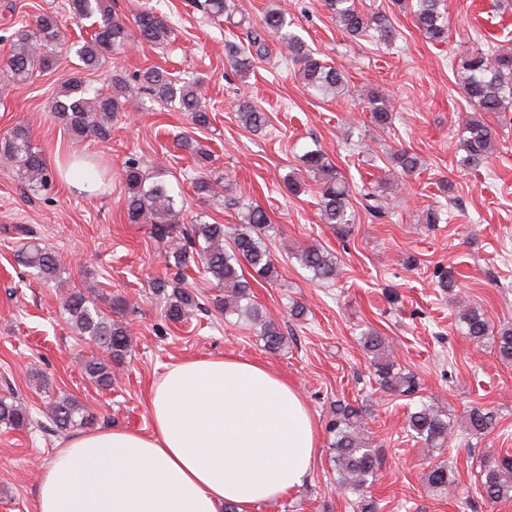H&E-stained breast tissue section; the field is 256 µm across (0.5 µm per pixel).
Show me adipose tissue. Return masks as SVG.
I'll use <instances>...</instances> for the list:
<instances>
[{
  "label": "adipose tissue",
  "mask_w": 512,
  "mask_h": 512,
  "mask_svg": "<svg viewBox=\"0 0 512 512\" xmlns=\"http://www.w3.org/2000/svg\"><path fill=\"white\" fill-rule=\"evenodd\" d=\"M149 412L150 433L97 427L61 443L36 512H249L301 486L319 448L300 392L241 357L171 365Z\"/></svg>",
  "instance_id": "obj_1"
}]
</instances>
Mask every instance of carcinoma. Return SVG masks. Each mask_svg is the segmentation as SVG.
Returning <instances> with one entry per match:
<instances>
[{"label":"carcinoma","mask_w":512,"mask_h":512,"mask_svg":"<svg viewBox=\"0 0 512 512\" xmlns=\"http://www.w3.org/2000/svg\"><path fill=\"white\" fill-rule=\"evenodd\" d=\"M336 25L347 37L357 40L371 36L388 43L395 29L384 12L365 13L353 0H324ZM204 14L219 19L230 12V0H193ZM68 12L75 23L90 22V37L66 44L57 15L42 13L32 21L21 23L15 32L8 56L0 63V89L26 83L34 73L43 72L58 64L62 56L73 54L85 69H97L116 52L137 38L154 46L171 42L173 27L149 3H144L133 21L116 12L112 0H67ZM414 24L425 39L442 43L448 39V23L441 11V0H415L412 5ZM287 12L278 4L268 9L257 26L248 32V49L230 43L227 61L239 76L249 74L253 56L268 54L269 39H276L285 49V59L299 65V73L306 87L322 96H334L344 91L347 77L341 70L326 64L296 34L288 30ZM461 85L474 112L465 123L461 150L464 156L459 164L476 168L494 151L496 131L488 125L483 114L504 112L512 104V55L499 53L493 47L466 55L460 61ZM112 91L93 90L74 77L64 85L54 105V117L80 141L91 136H104L112 129V121L127 106L142 95H150L158 103L178 104L191 124L205 128L211 124L205 104L202 84L197 79H176L161 68L151 67L134 81L116 73L111 79ZM367 108L374 124L382 130L392 126L393 108L389 98L379 90L366 97ZM242 125L253 131H263L269 119L265 112L248 101L237 107ZM179 146L203 168L211 159L209 150L186 134L178 138ZM392 160L405 175L420 170L421 159L407 151L398 150ZM303 170L320 186L319 210L321 221L336 226L340 235L349 232L354 223L351 203L352 190L326 155L320 149L306 151L301 156ZM0 163L16 170L31 190L45 188L51 175L34 143L29 129L15 125L0 138ZM170 172L160 166L144 169L133 157L124 162L122 179L126 187V215L131 224H147L150 234L170 243L165 255L166 267L173 270L168 279H156L152 288L165 303V316L172 322L182 321L198 308L197 296L184 286V270L189 265H202L204 275L217 289L215 307L228 317L235 315L260 326L264 347L273 353L283 350L288 337L279 322L251 298V286L244 270L266 282L278 279L273 255L264 242L271 227V219L264 208L242 196H236L224 185L221 177L199 175L194 178V191L208 199L222 202L224 207L240 212L241 224L226 230V226L211 223L203 215L195 216L189 225L183 224L184 199L181 190L169 180ZM363 207L372 215L384 212V196L377 190H366L361 195ZM14 232L23 240L16 254L17 262L32 270L47 285L63 283L61 263L50 248L41 245L22 225ZM301 266L319 281H332L338 273L332 253L319 247H308L297 256ZM104 302L107 308L99 303ZM130 307L121 296L106 297L92 288H69L62 298V312L77 335L92 342L102 351L83 362L85 374L98 386H112L113 368L126 362L132 353L129 326L119 316ZM465 334L480 343L492 337L502 361L512 362V325L494 331L485 315L477 308H466L461 315ZM361 343L372 356L380 385L392 392L410 396L415 393V381L408 374L395 370V363L386 339L369 329L360 336ZM48 416L60 429L83 427L90 415L73 398L49 402ZM332 423L335 433L332 443L333 462L338 474V488L344 495H355L357 512H376L373 500L366 491L372 485L380 459L361 433L359 409L348 403L336 402ZM493 413L473 408L466 418L469 434L481 436L494 429ZM30 422L27 410L14 400L0 398V426L19 430ZM409 432L429 448L442 449L453 426L448 415L432 405L419 404L406 415ZM483 494L491 503L512 500V456L504 455L487 463L481 472ZM425 484L435 492L448 489L452 483L451 470L446 463H436L424 474Z\"/></svg>","instance_id":"cac0c4a2"}]
</instances>
